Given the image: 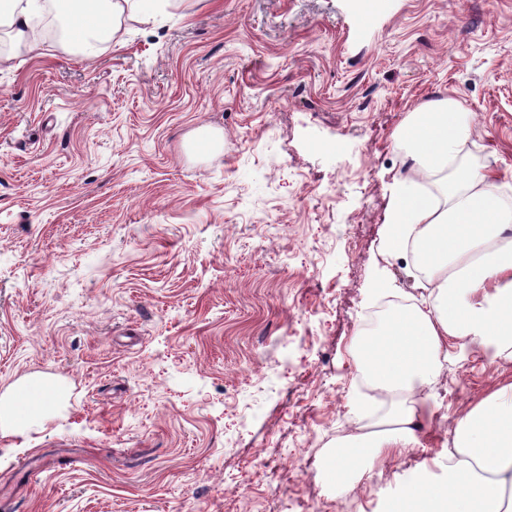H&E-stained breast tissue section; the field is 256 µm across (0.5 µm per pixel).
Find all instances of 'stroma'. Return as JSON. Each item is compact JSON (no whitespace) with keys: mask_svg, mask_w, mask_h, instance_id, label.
Listing matches in <instances>:
<instances>
[{"mask_svg":"<svg viewBox=\"0 0 512 512\" xmlns=\"http://www.w3.org/2000/svg\"><path fill=\"white\" fill-rule=\"evenodd\" d=\"M173 0L84 55L0 39V432L8 512H385L499 371L450 349L423 446L338 499L394 140L475 115L512 183V0Z\"/></svg>","mask_w":512,"mask_h":512,"instance_id":"35a3bbf8","label":"stroma"}]
</instances>
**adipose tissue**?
I'll list each match as a JSON object with an SVG mask.
<instances>
[{
	"label": "adipose tissue",
	"instance_id": "ef3b65f1",
	"mask_svg": "<svg viewBox=\"0 0 512 512\" xmlns=\"http://www.w3.org/2000/svg\"><path fill=\"white\" fill-rule=\"evenodd\" d=\"M38 0H0V33L29 48ZM67 37L87 47L110 42L130 8L157 16L167 0H45ZM473 115L453 98L416 109L396 149L410 163L396 178L386 212V257L409 254L404 273L422 292L418 304L392 314L381 336L354 338L349 354L358 383L393 393L387 429L350 435L331 453L323 475L338 496L352 494L359 460L374 464L419 447L417 397L438 380L443 357L458 342L476 359L512 365V203L496 193L493 172L464 168ZM436 467L448 479L406 487L405 503L432 501L436 512H512V372L454 422Z\"/></svg>",
	"mask_w": 512,
	"mask_h": 512
}]
</instances>
